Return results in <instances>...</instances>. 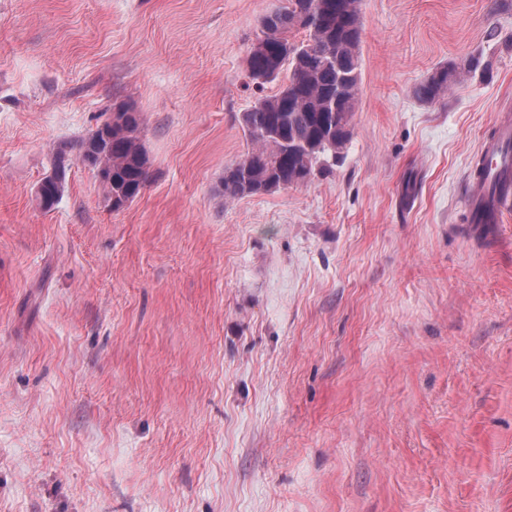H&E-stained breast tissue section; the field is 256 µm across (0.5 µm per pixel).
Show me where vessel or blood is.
<instances>
[{"label":"vessel or blood","mask_w":512,"mask_h":512,"mask_svg":"<svg viewBox=\"0 0 512 512\" xmlns=\"http://www.w3.org/2000/svg\"><path fill=\"white\" fill-rule=\"evenodd\" d=\"M512 142V121L501 120L495 136L486 142L482 153L485 164V186L468 202L475 221L499 223L505 203L512 199V155L504 148Z\"/></svg>","instance_id":"vessel-or-blood-1"}]
</instances>
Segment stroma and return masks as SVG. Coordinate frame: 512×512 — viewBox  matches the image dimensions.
Segmentation results:
<instances>
[{
    "instance_id": "1",
    "label": "stroma",
    "mask_w": 512,
    "mask_h": 512,
    "mask_svg": "<svg viewBox=\"0 0 512 512\" xmlns=\"http://www.w3.org/2000/svg\"><path fill=\"white\" fill-rule=\"evenodd\" d=\"M284 4L0 0V512H512V212L466 206L512 0H360L340 159L228 202ZM116 102L149 184L40 209ZM449 73L447 68L436 70L417 89L420 98L434 101L448 91ZM90 136L86 139H81V140H78L75 142L62 143V144L57 145L53 149V151L51 152V154L48 158L49 166H50V163L52 164V162L54 161L55 153L58 150L65 151V153L69 156L71 162L74 161L73 164L75 162H79V163L81 162L82 164H84V159H85V156L87 155V151L89 149ZM65 153L60 152L57 155L54 166L51 167L49 174H47L45 176L46 181L55 182L58 185L59 189H61V186H62V175H61L62 169L68 160V157Z\"/></svg>"
}]
</instances>
